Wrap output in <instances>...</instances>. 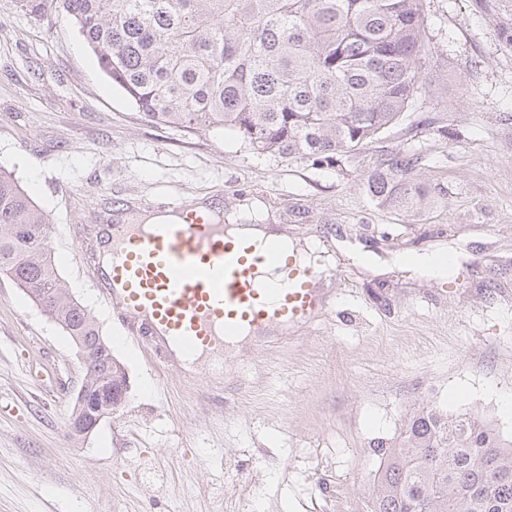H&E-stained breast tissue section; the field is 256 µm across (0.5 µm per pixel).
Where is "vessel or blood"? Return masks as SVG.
<instances>
[{"label":"vessel or blood","mask_w":512,"mask_h":512,"mask_svg":"<svg viewBox=\"0 0 512 512\" xmlns=\"http://www.w3.org/2000/svg\"><path fill=\"white\" fill-rule=\"evenodd\" d=\"M175 219L133 223L112 211L84 230L82 266L110 310L126 313L127 335L161 363L224 352L233 339L286 341L321 316L331 294L322 271L284 257L278 239L255 241L209 206L174 202Z\"/></svg>","instance_id":"b4317fda"}]
</instances>
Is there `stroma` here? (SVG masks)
Instances as JSON below:
<instances>
[{
  "instance_id": "35a3bbf8",
  "label": "stroma",
  "mask_w": 512,
  "mask_h": 512,
  "mask_svg": "<svg viewBox=\"0 0 512 512\" xmlns=\"http://www.w3.org/2000/svg\"><path fill=\"white\" fill-rule=\"evenodd\" d=\"M425 13L423 76L447 73V87L318 166L141 121L70 16L38 24L0 0V167L48 214L57 267L129 380L119 411L73 439V342L0 276V512H370L373 448L414 407L478 413L512 436V49L475 0H426ZM393 149L419 156L440 193L422 217L366 190ZM108 198L264 225L314 249L332 303L286 344L242 340L224 368L159 366L81 276L83 255L60 249ZM435 251L455 257L447 278L393 262Z\"/></svg>"
}]
</instances>
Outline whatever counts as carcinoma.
Segmentation results:
<instances>
[{"label": "carcinoma", "mask_w": 512, "mask_h": 512, "mask_svg": "<svg viewBox=\"0 0 512 512\" xmlns=\"http://www.w3.org/2000/svg\"><path fill=\"white\" fill-rule=\"evenodd\" d=\"M424 0H18L36 21L69 14L101 72L148 122L229 128L250 150L334 165L390 131L423 86ZM512 48V7L494 13ZM418 159L381 155L378 205L417 217L435 203ZM51 224L0 167V275L93 359L91 397L112 398V350L59 275ZM371 512H512V438L474 413L422 405L374 448Z\"/></svg>", "instance_id": "carcinoma-1"}]
</instances>
